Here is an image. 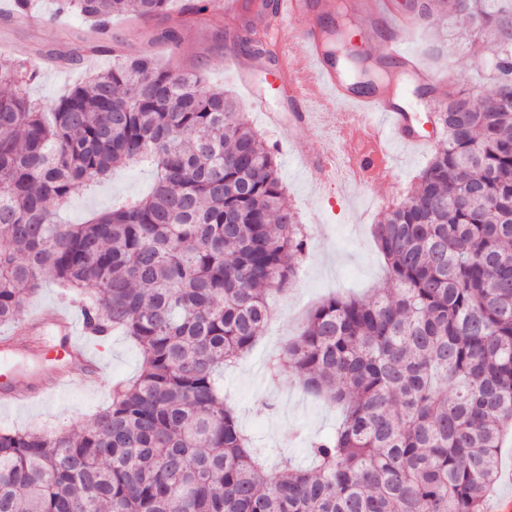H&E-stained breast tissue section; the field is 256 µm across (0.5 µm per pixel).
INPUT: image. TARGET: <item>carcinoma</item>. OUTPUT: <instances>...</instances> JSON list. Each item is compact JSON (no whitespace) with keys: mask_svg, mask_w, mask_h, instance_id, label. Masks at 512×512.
Listing matches in <instances>:
<instances>
[{"mask_svg":"<svg viewBox=\"0 0 512 512\" xmlns=\"http://www.w3.org/2000/svg\"><path fill=\"white\" fill-rule=\"evenodd\" d=\"M102 39L168 0H58ZM497 53L492 88L441 93L440 145L375 225L389 285L332 296L268 365L340 410L313 466L251 446L224 395L310 239L275 151L201 74L122 58L47 108L0 56V325L48 280L139 349L78 431H0V512H482L512 433V0H423ZM149 160V194L62 224L50 209Z\"/></svg>","mask_w":512,"mask_h":512,"instance_id":"carcinoma-1","label":"carcinoma"}]
</instances>
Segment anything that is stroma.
<instances>
[{
  "label": "stroma",
  "instance_id": "1",
  "mask_svg": "<svg viewBox=\"0 0 512 512\" xmlns=\"http://www.w3.org/2000/svg\"><path fill=\"white\" fill-rule=\"evenodd\" d=\"M35 5L32 21L19 22L7 14L10 0H0V49L37 69L38 77L29 93L33 100L48 106L84 80L90 65L81 57L79 47L88 29L76 16L58 12L56 0H36ZM164 25L161 18L140 23L116 17L110 39L121 43L128 53H160L162 61L171 62L176 69L200 72L207 84L224 88L238 103L245 120L276 146L287 187L286 204L308 228L310 248L298 262L292 285L276 298L275 318L257 337L246 358L224 375L239 423L256 446L285 447L299 455L304 448L302 436L327 432L335 425L338 413L331 404L306 392L294 377L284 376L277 387H270L265 377L266 361L296 334L307 312L323 299L335 294L369 299L386 287L388 269L375 244L372 226L407 197L430 156L402 154L384 181L321 191L298 159L288 153L293 128L271 126L261 113L251 109L247 90L230 62L234 47L231 22L212 12L206 21L185 26L172 55L161 53L159 43L152 40L154 32ZM403 39L411 56L444 85L465 90L488 85L485 46L465 30L438 20L404 32ZM439 40L445 44V56L435 60L427 48ZM151 185L149 166L121 168L57 205L56 211L63 222L81 224L92 213L141 197ZM94 343L106 367L98 390L76 386L59 401L0 409V428L71 431L109 403L113 381L134 376L140 356L134 343L123 336L98 337Z\"/></svg>",
  "mask_w": 512,
  "mask_h": 512
}]
</instances>
